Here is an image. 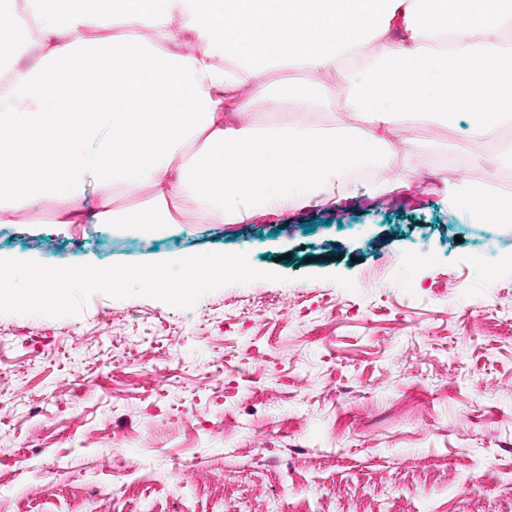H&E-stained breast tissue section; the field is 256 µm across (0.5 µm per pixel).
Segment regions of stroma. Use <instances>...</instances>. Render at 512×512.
I'll list each match as a JSON object with an SVG mask.
<instances>
[{
	"label": "stroma",
	"instance_id": "obj_1",
	"mask_svg": "<svg viewBox=\"0 0 512 512\" xmlns=\"http://www.w3.org/2000/svg\"><path fill=\"white\" fill-rule=\"evenodd\" d=\"M408 122L410 191L235 224H0L51 266L247 254L190 309L0 314V512H512V223L448 203L480 147ZM315 223L304 232L302 225Z\"/></svg>",
	"mask_w": 512,
	"mask_h": 512
}]
</instances>
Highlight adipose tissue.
<instances>
[{
    "mask_svg": "<svg viewBox=\"0 0 512 512\" xmlns=\"http://www.w3.org/2000/svg\"><path fill=\"white\" fill-rule=\"evenodd\" d=\"M499 0H26L0 6V223L199 224L272 216L319 196L408 186L399 119L472 143L512 122V14ZM304 79L269 81L226 46ZM264 103L273 122L232 121ZM363 117L315 125L328 103ZM471 219L512 191L447 180ZM135 196L131 205L116 200Z\"/></svg>",
    "mask_w": 512,
    "mask_h": 512,
    "instance_id": "ef3b65f1",
    "label": "adipose tissue"
}]
</instances>
